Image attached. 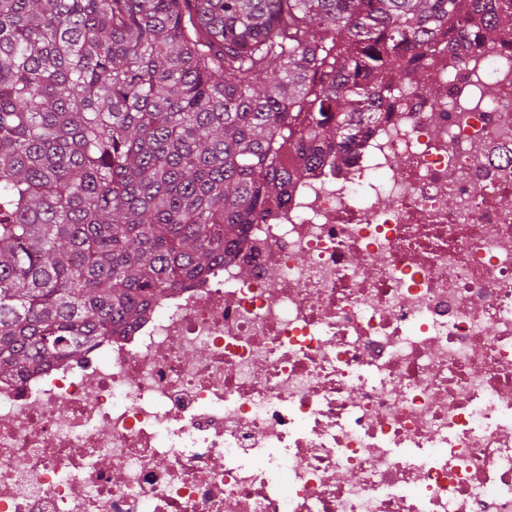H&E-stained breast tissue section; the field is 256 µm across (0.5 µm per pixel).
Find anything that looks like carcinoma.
I'll list each match as a JSON object with an SVG mask.
<instances>
[{
    "mask_svg": "<svg viewBox=\"0 0 512 512\" xmlns=\"http://www.w3.org/2000/svg\"><path fill=\"white\" fill-rule=\"evenodd\" d=\"M509 31L512 0H0V378L224 263L396 67Z\"/></svg>",
    "mask_w": 512,
    "mask_h": 512,
    "instance_id": "1",
    "label": "carcinoma"
}]
</instances>
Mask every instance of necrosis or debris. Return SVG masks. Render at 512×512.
Masks as SVG:
<instances>
[{
  "label": "necrosis or debris",
  "instance_id": "necrosis-or-debris-1",
  "mask_svg": "<svg viewBox=\"0 0 512 512\" xmlns=\"http://www.w3.org/2000/svg\"><path fill=\"white\" fill-rule=\"evenodd\" d=\"M456 54L211 275L0 380V512H512V37Z\"/></svg>",
  "mask_w": 512,
  "mask_h": 512
}]
</instances>
